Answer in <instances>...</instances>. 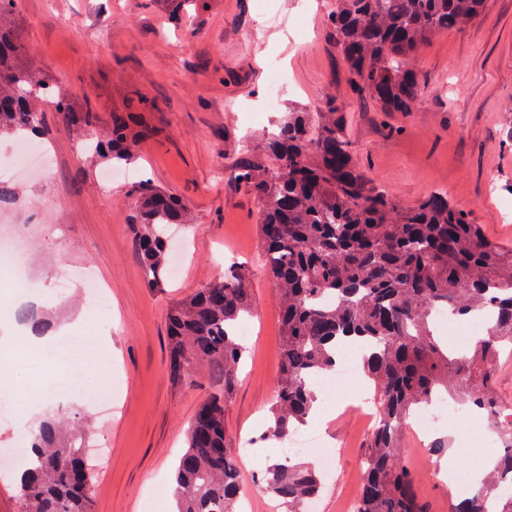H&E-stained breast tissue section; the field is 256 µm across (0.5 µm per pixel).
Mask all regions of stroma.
I'll return each instance as SVG.
<instances>
[{"instance_id": "stroma-1", "label": "stroma", "mask_w": 512, "mask_h": 512, "mask_svg": "<svg viewBox=\"0 0 512 512\" xmlns=\"http://www.w3.org/2000/svg\"><path fill=\"white\" fill-rule=\"evenodd\" d=\"M327 0H204L185 27L162 0H18L17 32L39 78L90 101L103 122L143 92L154 109L136 120L158 134L139 149L131 178L102 189L109 166L82 153L75 127L43 104L38 143L52 155L46 177L31 176L19 199L0 210V231L19 243L30 269L36 305L57 328L84 319L85 343L48 366L34 356L19 366L0 354V383L21 382L11 398L15 421L0 419V512H23L16 486L19 460L8 456L23 432L48 415L85 402L90 453L100 464L94 512H144L167 502V487L185 447L191 419L207 398L206 381L174 383L167 372L166 315L170 305L223 279L234 262L247 263L253 317L250 354L226 409L232 439L251 437L238 456L248 512H271L258 478L279 458V443L264 439L280 361V313L261 262L260 205L234 178L247 139L295 109L318 111L327 97L345 108L346 139L355 164L404 204L434 191L472 211L493 241L512 246V0H486L483 14L435 38L411 59L426 80L410 112H385L359 99L326 23ZM277 64L284 89L276 111L264 109L268 68ZM150 178L188 201L193 221L182 229L183 255L163 287L143 276L134 242L133 180ZM90 272L109 303L93 314L82 272ZM73 389L65 404L46 399L49 388ZM354 381L332 388L331 417L319 427L321 450L335 462L324 476L319 512H344L357 496L371 430L356 407ZM446 454L421 459L413 437L405 461L420 476L430 512H448L465 495L483 459L465 432L441 428ZM450 471H443L445 460Z\"/></svg>"}]
</instances>
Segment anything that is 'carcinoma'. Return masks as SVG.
Listing matches in <instances>:
<instances>
[{
	"instance_id": "1",
	"label": "carcinoma",
	"mask_w": 512,
	"mask_h": 512,
	"mask_svg": "<svg viewBox=\"0 0 512 512\" xmlns=\"http://www.w3.org/2000/svg\"><path fill=\"white\" fill-rule=\"evenodd\" d=\"M16 2L0 0V134L40 135L41 105L50 98L81 130L82 146L100 152L98 111L87 101L74 105L24 63L12 24ZM162 2L180 19L202 0ZM483 4L336 0L327 20L354 89L385 112H411L424 81L410 58L433 38L471 23ZM343 114L333 97L317 112H293L262 152L244 150L235 166V180L261 203L260 242L281 309L280 373L265 437H290L309 412L312 379L336 368L341 345L361 343L381 424L367 446L356 512H428L419 478L404 463L402 437L411 414L438 394L488 417L500 441L495 466L450 512H512V403L496 389L500 353L512 350V249L489 240L472 213L446 195L406 205L373 186L353 163ZM156 135L153 126L133 128L124 113H112L109 162L135 163L139 145ZM131 195L147 285L160 288L168 277L169 231L189 223L190 208L148 179ZM249 278L247 269L232 266L168 313L170 378L192 385L204 375L212 389L193 417L175 472V512H238L242 487L225 412L248 353L238 328L253 311ZM436 308L456 317L484 314L485 336L463 352L448 350L430 327ZM17 317L34 336L51 329L34 305ZM63 424L46 417L28 437L19 483L23 512H93L86 429L65 432ZM262 482L288 512H301L322 488L314 463L275 465Z\"/></svg>"
}]
</instances>
